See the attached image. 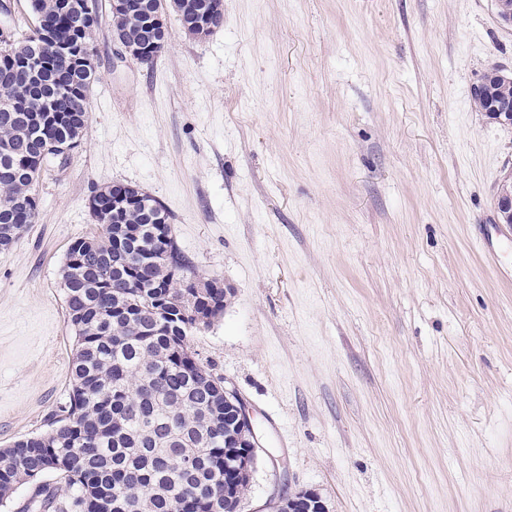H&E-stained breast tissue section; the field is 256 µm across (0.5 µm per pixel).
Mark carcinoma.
<instances>
[{"instance_id": "carcinoma-1", "label": "carcinoma", "mask_w": 512, "mask_h": 512, "mask_svg": "<svg viewBox=\"0 0 512 512\" xmlns=\"http://www.w3.org/2000/svg\"><path fill=\"white\" fill-rule=\"evenodd\" d=\"M57 0H29L71 33L74 45L56 54L49 36L32 26L0 49V249L14 244L20 225L34 223L38 202L25 160L56 157L53 139L80 140L89 118L86 73L75 50L90 44L86 21L55 14ZM211 0H142V18L126 27L140 60L152 62L168 34L153 14L172 10L184 30L207 35L224 25V8ZM39 60L33 73L27 63ZM167 213L150 194L130 204L112 227V209L99 215V232L77 239L62 266L68 323L75 334L69 400L48 417L49 430L24 436L0 451V507L18 486L53 473L72 489L74 512H232L224 498V464L232 460V415L223 388L195 357L193 319L182 303L207 313L224 289L197 295L195 267L176 239L154 236L151 219Z\"/></svg>"}]
</instances>
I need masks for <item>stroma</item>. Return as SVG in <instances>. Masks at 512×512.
Here are the masks:
<instances>
[{
  "label": "stroma",
  "mask_w": 512,
  "mask_h": 512,
  "mask_svg": "<svg viewBox=\"0 0 512 512\" xmlns=\"http://www.w3.org/2000/svg\"><path fill=\"white\" fill-rule=\"evenodd\" d=\"M98 7L84 137L0 250V449L68 398L60 269L120 181L232 292L191 347L254 418L242 512H512V126L470 96L512 73L494 0H224L203 38L167 14L150 65Z\"/></svg>",
  "instance_id": "1"
}]
</instances>
